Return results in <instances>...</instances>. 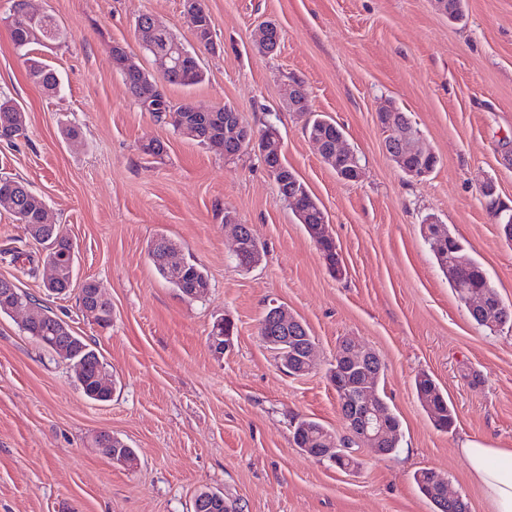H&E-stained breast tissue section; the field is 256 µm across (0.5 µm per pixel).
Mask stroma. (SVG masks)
Listing matches in <instances>:
<instances>
[{
    "mask_svg": "<svg viewBox=\"0 0 512 512\" xmlns=\"http://www.w3.org/2000/svg\"><path fill=\"white\" fill-rule=\"evenodd\" d=\"M216 49L197 47L202 84L165 85L168 98L201 109L235 106L242 123L274 126L283 156L326 212L344 271L333 275L257 152L228 160L182 138L130 97L112 64L120 45L155 71L135 31L153 15L193 43L183 0H32L68 33L32 45L55 69L60 96L32 83L0 0V92L26 114V135L0 142V175L23 178L53 223L78 245L76 283L91 280L112 305L99 327L76 294L46 297L45 270L29 276L0 260V277L46 299L99 354L115 382L110 401L88 400L67 364L0 315V512H193L196 495L220 492L244 512H433L413 475L433 470L470 512H492L468 476L466 438L512 448V325L477 326L438 267L420 226L427 216L463 239L500 298L512 306V242L492 221L479 184L492 181L512 206V167L499 152L512 137V0H467L450 22L433 0H204ZM262 20L281 30L279 49L253 48ZM307 86L313 111L342 126L360 159L359 181L339 179L284 103L282 77ZM393 102L439 159L422 179L386 154L376 112ZM80 131L66 139L65 127ZM164 142L163 156L142 152ZM250 225L265 254L238 268L225 215ZM201 263L209 288L189 299L147 257L156 235ZM288 307L315 340L313 368L280 370L259 337L271 302ZM237 327L215 355V319ZM359 341L385 364L384 392L402 422L390 457L358 452L342 471L293 442L298 419L342 435L336 392L325 373L339 343ZM430 374L453 403L451 431L437 430L413 380ZM102 431L136 460L120 465L94 446Z\"/></svg>",
    "mask_w": 512,
    "mask_h": 512,
    "instance_id": "stroma-1",
    "label": "stroma"
}]
</instances>
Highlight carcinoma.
Masks as SVG:
<instances>
[{"mask_svg": "<svg viewBox=\"0 0 512 512\" xmlns=\"http://www.w3.org/2000/svg\"><path fill=\"white\" fill-rule=\"evenodd\" d=\"M40 26L48 39L54 43H61L67 39V33L51 15H44L35 21ZM28 76L30 80L47 94L60 92L61 81L57 72L42 65L38 59H29ZM205 80L202 66H193L182 63L180 70L171 77L164 78V82L183 87L194 86ZM135 99L145 95L150 98L148 111L152 112L159 121H167L181 137L207 144V130L202 127L196 129L189 127L183 131L178 126V116L184 105H177L170 101L164 92L158 89L157 83L144 82L135 88L129 89ZM304 130L307 136H320L326 140L334 139L339 134H344L343 128L331 117L314 113L306 120ZM25 135V129L21 127L19 116H9L5 112L0 115V138L10 137L17 140ZM284 172L283 180L278 186V192L283 201L290 202L294 213L300 214L304 227L315 242L322 258L327 262L329 269L336 275L343 273L342 260L337 251L334 239L326 232L325 214L316 198L309 191L303 180L294 172L288 164L280 162ZM44 207L42 197L34 193L28 185L17 177L0 175V208L10 213L15 221L24 226L25 234L35 242L57 247L60 254L71 251L69 242L65 239H57V234L50 228L41 224V213ZM421 234L429 244L433 256L448 277V282L455 291L458 300L465 308L476 325L491 331L512 323V307H507L499 298L495 286L491 282L482 265L471 257L462 241L450 230L446 224L436 223V219L429 216L421 225ZM168 249L175 250L177 245L167 236L160 234L148 247V256L155 271L172 288L183 296L195 299L205 294L209 288V279L206 269L200 264L188 260L180 271L167 268L164 265V252ZM472 290L483 292L489 305L485 309H473L468 305L467 296ZM21 300L30 305L28 312V324L23 330L30 336H45L49 348L62 359L75 374L76 381L83 394L90 400L105 402L112 397L114 383L107 377L104 363L98 354L89 347L83 337L76 335L70 325L59 317L51 307L43 304L33 296L16 290L10 299L0 297V315L10 314V305ZM509 315H504V312ZM293 340L284 347L278 343L266 344V347L274 353L279 366L292 376L305 374L303 362L293 355L298 348L314 346L308 326L297 325L291 332ZM384 380V363L378 356H373L372 361L360 365L358 383L370 385L372 393L380 400H385L384 389L381 383ZM414 389L417 400L433 422L440 430L448 431L455 424V410L443 395L434 379L420 373L414 380ZM387 438L380 442L385 448V455L390 456L397 452L401 440V422L399 417L387 410ZM293 439L295 445L308 455H323L332 453L336 456L352 457V453L358 449L371 448L370 440H353L347 436H336L320 422L309 418L298 420L294 425ZM438 473L423 469L414 474V481L420 492L433 504L435 512H469L468 503L464 500L444 503L438 495Z\"/></svg>", "mask_w": 512, "mask_h": 512, "instance_id": "1", "label": "carcinoma"}]
</instances>
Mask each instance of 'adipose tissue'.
Here are the masks:
<instances>
[{"label":"adipose tissue","mask_w":512,"mask_h":512,"mask_svg":"<svg viewBox=\"0 0 512 512\" xmlns=\"http://www.w3.org/2000/svg\"><path fill=\"white\" fill-rule=\"evenodd\" d=\"M460 454L493 512H512V448H492L467 439L460 445Z\"/></svg>","instance_id":"1"}]
</instances>
